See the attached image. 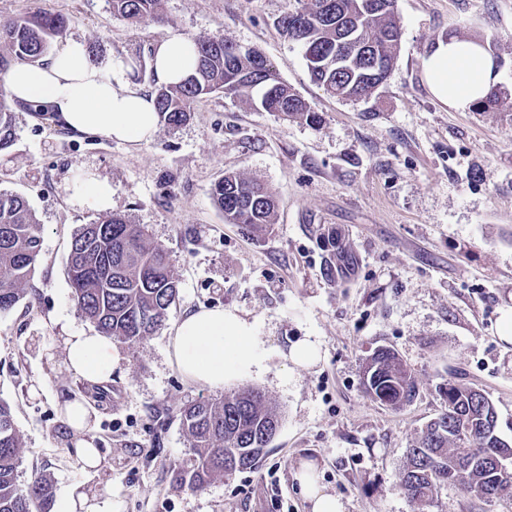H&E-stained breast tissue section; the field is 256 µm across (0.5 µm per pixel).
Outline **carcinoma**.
Wrapping results in <instances>:
<instances>
[{
	"mask_svg": "<svg viewBox=\"0 0 512 512\" xmlns=\"http://www.w3.org/2000/svg\"><path fill=\"white\" fill-rule=\"evenodd\" d=\"M112 14L138 26L159 16L161 0H109ZM396 0H304L303 7L278 20L289 39L300 44L309 76L340 99L372 93L392 70L400 49ZM66 20L44 14L0 25V71L11 61L36 63L61 36ZM197 67L184 81L156 90V109L168 127L181 125L194 103L215 93L243 98L283 119L311 124L321 116L279 77L266 59L257 61L224 38L196 39ZM15 141V119L0 98V151ZM227 224L260 235L276 223L274 194L261 184L229 172L212 188ZM323 247L340 272L351 274L358 260L351 243L331 229ZM41 253V230L28 201L0 191V313L24 297ZM73 298L84 317L104 335L130 346L143 343L161 325L178 295L179 279L162 245L149 241L143 227L122 215L85 224L74 235L68 256ZM362 384L375 401L399 409L417 395L418 383L399 354L379 347L369 355ZM444 411L412 441L401 486L418 512L434 504L441 489L459 485L486 503L512 496V468L495 458H512V444L498 433L493 403L480 391L450 380L438 387ZM180 424L194 455L189 486L202 490L216 479L249 469L265 453L281 416L262 391L231 390L220 398L192 402L180 411ZM23 443L12 408L0 400V512H52V481L45 475L22 485L18 479Z\"/></svg>",
	"mask_w": 512,
	"mask_h": 512,
	"instance_id": "1",
	"label": "carcinoma"
}]
</instances>
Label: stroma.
Listing matches in <instances>:
<instances>
[{"label": "stroma", "instance_id": "1", "mask_svg": "<svg viewBox=\"0 0 512 512\" xmlns=\"http://www.w3.org/2000/svg\"><path fill=\"white\" fill-rule=\"evenodd\" d=\"M301 7L162 0L161 20L134 28L108 0H0V23L63 15L54 48L99 44L102 57L132 61L148 87L149 48L169 28L232 39L262 52L321 117L283 121L219 93L135 147L70 132L14 104L0 190L28 200L42 239L25 299L0 314V399L23 440L20 483L46 473L54 493L77 487L118 501L120 512H306L294 474L310 463L344 512H417L400 487L407 448L443 411L438 387L454 377L491 399L512 443V343L497 334L502 307L512 305V0H397L400 54L367 100L328 96L311 81L300 46L277 25ZM448 37L481 43L497 59L506 106L458 112L433 98L421 61ZM228 172L274 193L277 220L262 237L225 223L214 204L211 189ZM83 176L111 185L110 210L72 200ZM112 213L166 249L179 293L152 336L119 345L121 368L98 385L64 366L65 336L94 329L73 299L67 262L75 231ZM327 226L359 258L347 281L321 274ZM218 308L251 323L263 342L258 363L220 389L186 382L170 347L184 314ZM304 339L321 359L297 368L285 355ZM380 346L394 348L418 379L417 396L397 410L362 385V365ZM224 388L259 389L282 424L254 468L197 491L179 411ZM70 401L91 415L97 469L76 459L84 435L66 421ZM433 512H512V500L489 504L455 486Z\"/></svg>", "mask_w": 512, "mask_h": 512}]
</instances>
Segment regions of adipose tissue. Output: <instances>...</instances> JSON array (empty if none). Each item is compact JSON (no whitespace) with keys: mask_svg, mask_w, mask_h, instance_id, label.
<instances>
[{"mask_svg":"<svg viewBox=\"0 0 512 512\" xmlns=\"http://www.w3.org/2000/svg\"><path fill=\"white\" fill-rule=\"evenodd\" d=\"M195 64L193 39L176 29L150 50V68L160 85L180 82ZM422 78L443 105L465 112L496 84L497 71L481 43L451 37L439 39L425 54ZM0 85L12 100L42 106L64 128L82 135L137 146L151 142L158 130L154 94L133 80L122 60L93 62L78 40L66 42L39 63H13ZM171 346L180 374L210 386L249 371L260 350L252 326L221 309L184 315ZM121 362L118 349L101 333L80 332L65 339L66 368L88 381L108 382Z\"/></svg>","mask_w":512,"mask_h":512,"instance_id":"adipose-tissue-1","label":"adipose tissue"}]
</instances>
